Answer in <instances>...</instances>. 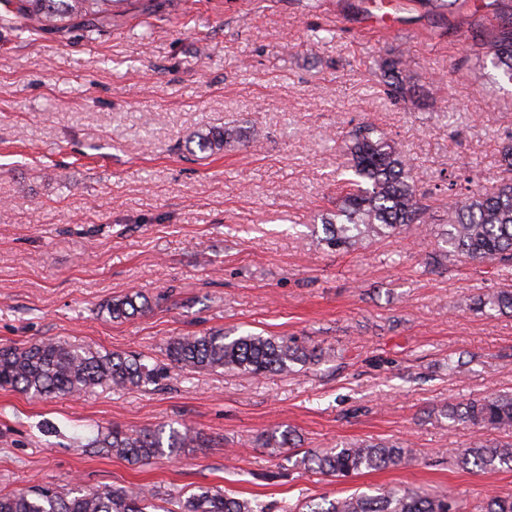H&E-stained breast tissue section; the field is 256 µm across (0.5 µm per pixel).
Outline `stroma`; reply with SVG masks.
<instances>
[{
    "label": "stroma",
    "mask_w": 512,
    "mask_h": 512,
    "mask_svg": "<svg viewBox=\"0 0 512 512\" xmlns=\"http://www.w3.org/2000/svg\"><path fill=\"white\" fill-rule=\"evenodd\" d=\"M169 0L103 31L16 39L0 29V347L46 339L162 361L167 342L222 330L288 335L335 355L288 374L192 373L79 397L0 389V494L140 484L169 508L196 487L270 512L394 485L475 507L512 494V471H469V426L441 407L512 392V315L461 302L512 289V269L437 265L454 172L497 185L512 85L456 69L473 38L412 8L390 36L364 31L368 0ZM402 54L418 88L394 106L377 63ZM370 122L399 142L431 207L419 235L339 253L321 237L346 162L341 133ZM236 130L224 150L193 138ZM152 309L110 320L131 291ZM464 359L463 374L448 367ZM187 424L203 448L139 467L89 453L98 430ZM275 428L296 449L267 448ZM389 441L405 463L342 482L305 452Z\"/></svg>",
    "instance_id": "1"
}]
</instances>
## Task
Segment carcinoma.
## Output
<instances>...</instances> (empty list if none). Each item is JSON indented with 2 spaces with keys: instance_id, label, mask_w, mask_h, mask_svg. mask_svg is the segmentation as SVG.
<instances>
[{
  "instance_id": "carcinoma-1",
  "label": "carcinoma",
  "mask_w": 512,
  "mask_h": 512,
  "mask_svg": "<svg viewBox=\"0 0 512 512\" xmlns=\"http://www.w3.org/2000/svg\"><path fill=\"white\" fill-rule=\"evenodd\" d=\"M11 9L0 14V25L23 38L38 33H64L76 27L93 33L127 16L133 0H6ZM466 0H425L431 11L457 12ZM493 39L475 58L474 66L492 68L501 81L512 85V13H496ZM389 99L408 103L415 96L413 76L403 56L378 64ZM232 131L218 127L197 134L199 151L224 148ZM347 155L342 192L333 218L323 223L322 241L330 249L344 250L379 238L410 233L426 222L423 204L412 178L413 163L401 145L370 123H358L343 133ZM457 188L448 181V222L439 227L440 263L460 259L488 262L512 268V177L502 179L496 191L487 193L480 176L466 178ZM480 314L512 311V290L496 289L467 299ZM152 308L140 292L115 298L104 307L109 318L122 321ZM334 351L293 336L248 333L226 336L222 332L177 336L165 348V361L147 364L135 354L101 353L66 343L43 340L24 347L0 349V388L32 396L80 395L97 386L142 389L167 380L174 372L227 370L251 376L286 374L296 364L317 365ZM440 415L479 430L495 431V441L474 438L457 461L464 469L512 470V394L487 396L461 405H447ZM265 444L296 447L293 431L275 429ZM99 453L132 464H149L163 455H177L187 448L204 447L193 428L128 431L118 427L99 431L88 442ZM412 451L389 442L345 443L326 451L306 453L304 468L325 477L348 478L364 470L378 471L410 460ZM308 512H461L445 494H428L410 487L389 488L376 495L353 493L325 504L307 505ZM0 512H171L156 503V494L139 486L104 487L63 494L51 486L0 495ZM180 512H263L252 499L237 498L218 489L200 487L180 503ZM477 512H512V496L495 497Z\"/></svg>"
}]
</instances>
